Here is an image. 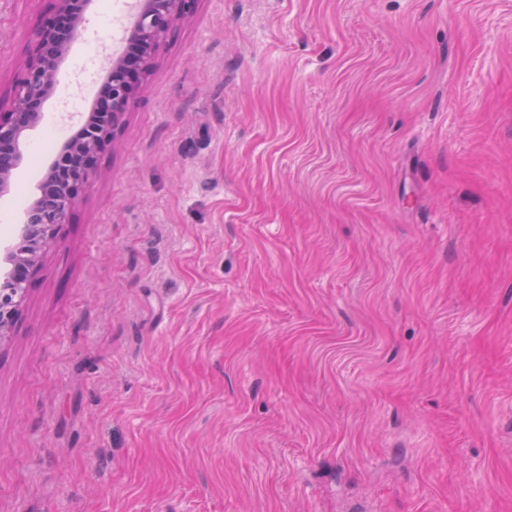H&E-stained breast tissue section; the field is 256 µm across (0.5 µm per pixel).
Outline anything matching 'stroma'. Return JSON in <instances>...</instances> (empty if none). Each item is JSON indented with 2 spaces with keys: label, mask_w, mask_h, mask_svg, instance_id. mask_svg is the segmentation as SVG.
<instances>
[{
  "label": "stroma",
  "mask_w": 512,
  "mask_h": 512,
  "mask_svg": "<svg viewBox=\"0 0 512 512\" xmlns=\"http://www.w3.org/2000/svg\"><path fill=\"white\" fill-rule=\"evenodd\" d=\"M0 512H512V0H197L0 337Z\"/></svg>",
  "instance_id": "1"
}]
</instances>
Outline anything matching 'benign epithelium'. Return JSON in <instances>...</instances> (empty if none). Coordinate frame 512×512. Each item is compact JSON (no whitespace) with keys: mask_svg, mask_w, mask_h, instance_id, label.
Here are the masks:
<instances>
[{"mask_svg":"<svg viewBox=\"0 0 512 512\" xmlns=\"http://www.w3.org/2000/svg\"><path fill=\"white\" fill-rule=\"evenodd\" d=\"M197 0H134L131 29L135 49L110 60L105 81V110L87 114L81 135L67 140L51 163L26 221L0 254V334L10 327L26 290V275L56 229L67 222L76 195L94 173L97 157L111 148L130 103L138 94L162 39L194 10ZM91 0H55V12L27 44L8 112L0 111V194L9 192L14 171L23 161L27 133L43 118V105L57 87V73Z\"/></svg>","mask_w":512,"mask_h":512,"instance_id":"obj_1","label":"benign epithelium"}]
</instances>
